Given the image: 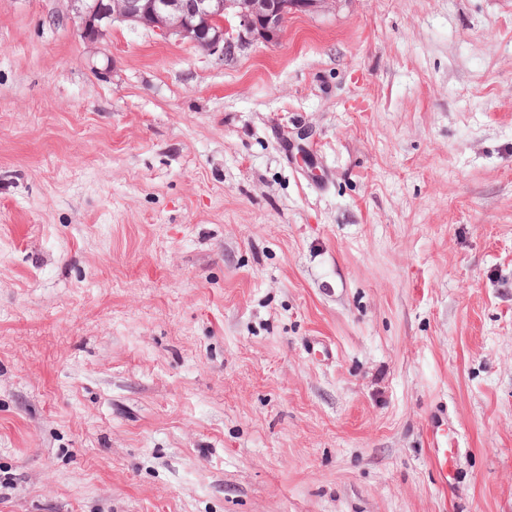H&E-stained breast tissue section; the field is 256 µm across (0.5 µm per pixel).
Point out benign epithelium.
Instances as JSON below:
<instances>
[{"mask_svg":"<svg viewBox=\"0 0 512 512\" xmlns=\"http://www.w3.org/2000/svg\"><path fill=\"white\" fill-rule=\"evenodd\" d=\"M84 39L95 42L114 24L142 26L164 39H187L224 59L275 40L288 18L332 8L335 0H70Z\"/></svg>","mask_w":512,"mask_h":512,"instance_id":"obj_1","label":"benign epithelium"}]
</instances>
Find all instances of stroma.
<instances>
[{
  "label": "stroma",
  "instance_id": "35a3bbf8",
  "mask_svg": "<svg viewBox=\"0 0 512 512\" xmlns=\"http://www.w3.org/2000/svg\"><path fill=\"white\" fill-rule=\"evenodd\" d=\"M0 512H512V0H0ZM84 39L95 42L115 23L188 39L230 59L257 42L275 40L288 18L327 11L335 0H68ZM428 436L431 459L440 473L442 483L448 486V475L450 476L448 468L455 453V448H448V431L442 427L435 416L430 419Z\"/></svg>",
  "mask_w": 512,
  "mask_h": 512
}]
</instances>
